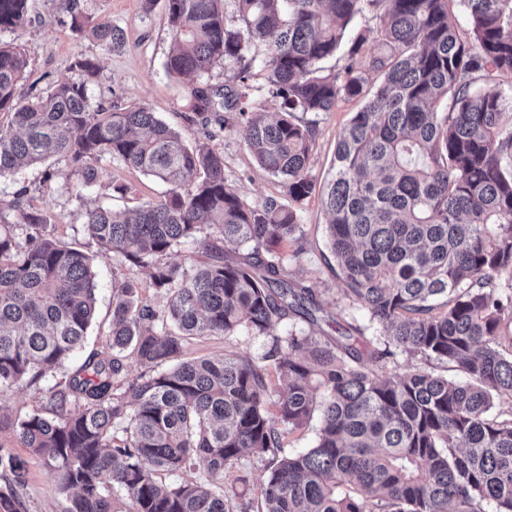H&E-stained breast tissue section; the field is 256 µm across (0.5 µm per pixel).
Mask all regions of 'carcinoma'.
<instances>
[{
	"label": "carcinoma",
	"mask_w": 512,
	"mask_h": 512,
	"mask_svg": "<svg viewBox=\"0 0 512 512\" xmlns=\"http://www.w3.org/2000/svg\"><path fill=\"white\" fill-rule=\"evenodd\" d=\"M166 2L165 72L239 63L232 85L189 86L188 106L222 129L223 113L238 114L288 203L244 201L223 155L187 144L147 105L93 102L95 57L76 62L81 80L19 98L26 56L0 42V176L63 161L80 192L118 159L170 186L157 202L86 211V236L145 269L166 303L120 284L105 347L63 373L95 322L93 257L57 240L42 212L0 203V393L52 380L44 410L12 423L16 438L53 471L68 512H512V93L500 88L512 0H462L469 41L448 22L449 0H235L236 29L223 0ZM366 11L375 24L343 72L324 73ZM28 22L29 0H0V33ZM90 35L105 51L124 43L108 19ZM350 98L362 106L338 138L322 206L344 296L376 324L379 347L349 327L326 333L329 302L280 256L301 238L295 206L313 190L315 121L302 116ZM205 226L207 260L166 261ZM286 319L306 327L272 337L259 360L183 358L196 337L263 335ZM398 351L418 364L388 370ZM129 357L145 368L133 379ZM315 417V445L285 454L287 435ZM246 450L268 460L253 498L245 477L226 481ZM198 461L205 484L158 479ZM0 472V512H27V462L0 446Z\"/></svg>",
	"instance_id": "1"
}]
</instances>
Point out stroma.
Segmentation results:
<instances>
[{
	"label": "stroma",
	"mask_w": 512,
	"mask_h": 512,
	"mask_svg": "<svg viewBox=\"0 0 512 512\" xmlns=\"http://www.w3.org/2000/svg\"><path fill=\"white\" fill-rule=\"evenodd\" d=\"M165 4L166 0H80L86 23L109 19L124 31L123 46L105 51L90 37L71 28L64 0H30V24L17 32L0 34L1 41L20 45L29 61L28 72L17 88L19 97L46 94L61 79H80L81 73L75 66L77 59L95 56L100 60L101 70L89 85L93 101L107 105L115 99L125 104L144 103L182 132L187 141L204 138L205 126L187 106L188 79L171 78L164 71L169 51ZM360 107L359 99H346L340 101L335 111L318 116L311 156L314 187L297 207L303 236L298 243L282 246L281 254L284 266L293 276L316 285L333 302L332 312L340 323L364 326L368 323L365 311L350 306L344 297L321 205L322 186L334 159L338 137ZM211 145L223 155L225 176L246 202L258 204L268 197H282L280 182L258 167L241 127L217 134ZM69 174L64 163L57 162L48 168L30 167L1 176L0 201H11L16 192H23L24 207L45 213L55 227L57 239L95 254L98 303L90 342L100 347L112 321L114 285L127 281L138 284L142 298L157 307L163 306L164 300L149 288L144 269L99 252L84 234L85 212L98 205L121 210L153 202L166 193L167 186L118 160L101 161L95 185L82 192L69 189ZM120 182L129 187L126 195L112 191L113 184ZM291 326V321L285 320L273 324L265 335L198 338L191 341L186 355L221 358L238 353L258 359L268 350L272 336L285 334ZM48 387V382L42 380L0 395V445L28 461L27 483L20 490L28 512H66V500L58 490L53 472L30 458L9 427L10 420L45 404Z\"/></svg>",
	"instance_id": "1"
}]
</instances>
